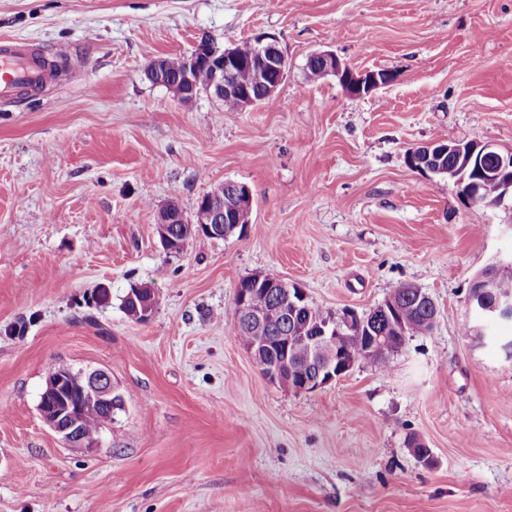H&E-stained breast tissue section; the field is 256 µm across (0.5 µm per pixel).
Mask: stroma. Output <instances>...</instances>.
<instances>
[{"label": "stroma", "mask_w": 512, "mask_h": 512, "mask_svg": "<svg viewBox=\"0 0 512 512\" xmlns=\"http://www.w3.org/2000/svg\"><path fill=\"white\" fill-rule=\"evenodd\" d=\"M260 33L290 65L273 104L184 103L145 76ZM1 38L59 70L0 102V512H512V323L461 333L512 210L405 162L433 140L512 151V0H0ZM316 50L394 80L349 95L310 77ZM227 180L252 190L245 230L167 251L158 211L194 221ZM255 274L335 317L410 284L437 323L390 371L293 393L231 331ZM140 286L156 305L135 322ZM52 366L111 372L124 409L102 447L42 422ZM135 289H136V293L129 294V292H128L124 296L122 305H123V309L127 316H129L133 320L141 322V321L147 320L153 312L152 303L147 304V306H146L147 302L149 303L150 301H152V295L150 297L146 296V293L144 291V289H146V288H135ZM128 294H129L130 299L132 301H134L136 304H137V301H139V303L142 306H146L144 317H143L144 309L142 308V306L137 307L131 300L128 299Z\"/></svg>", "instance_id": "1"}]
</instances>
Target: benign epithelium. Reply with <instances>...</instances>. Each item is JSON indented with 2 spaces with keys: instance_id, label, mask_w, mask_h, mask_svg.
Instances as JSON below:
<instances>
[{
  "instance_id": "obj_1",
  "label": "benign epithelium",
  "mask_w": 512,
  "mask_h": 512,
  "mask_svg": "<svg viewBox=\"0 0 512 512\" xmlns=\"http://www.w3.org/2000/svg\"><path fill=\"white\" fill-rule=\"evenodd\" d=\"M253 55L243 58L237 47L220 48L212 42L197 45L194 52L184 58L181 75L175 81L166 79L164 58L153 59L146 68V76L156 84L167 87L183 102H191L199 96L196 91L195 74L201 69L211 71L212 79L206 94L219 100L226 98L237 101V108L246 110L257 106L264 99H273L288 76V59L279 47L276 37L259 35L252 40ZM309 60L319 63L326 75H333L353 95L367 94L393 80L383 70L356 73L334 52L316 51ZM252 70L253 82L249 87L239 84V70ZM426 161L415 168L419 173L448 175L453 179L456 170L473 173V188L466 198L473 203L482 202L479 181L495 179L512 193V152L502 153L491 144L431 141L421 146ZM451 155L456 165L448 170H434L427 165L433 157L440 159ZM252 205V192L248 185L226 181L216 186L198 202L201 220L196 234L212 239L227 238L234 234L240 223L235 221L236 212ZM185 222L184 215L171 208L160 209L157 215V233L163 247L171 252L183 249L184 241L177 235V225ZM501 267H512V256L499 259L488 270L473 279L470 285L469 306L472 330L481 335L485 324L491 320L512 319V289L502 286L497 275ZM280 289L278 301L263 309L250 304L255 288ZM304 289L292 287L281 280L263 275L254 276L250 283L237 288L235 314L238 324L251 340L245 344L257 366L264 370V376L291 392H311L324 387L342 376L353 367V358L347 355V337L341 335V328L363 327L362 318L350 313L340 318L339 323L329 321L298 338L282 328L278 336V351H273L267 333L274 323H284L290 312H298L307 303ZM305 344L310 350L309 374L297 375L288 362V350L297 343ZM76 388L82 400L97 405L114 416L124 409L122 397L117 393L110 372L96 369L87 373H75L68 368L60 370L57 378L47 382L40 400V414L43 422L69 446L75 448H97L100 440L87 441L79 429L75 411L63 405L59 387L63 382Z\"/></svg>"
}]
</instances>
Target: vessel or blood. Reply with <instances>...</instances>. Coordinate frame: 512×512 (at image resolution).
I'll return each mask as SVG.
<instances>
[{"instance_id":"b4317fda","label":"vessel or blood","mask_w":512,"mask_h":512,"mask_svg":"<svg viewBox=\"0 0 512 512\" xmlns=\"http://www.w3.org/2000/svg\"><path fill=\"white\" fill-rule=\"evenodd\" d=\"M49 73L39 63L34 46L19 41L0 40V100H12L22 92L41 88Z\"/></svg>"}]
</instances>
